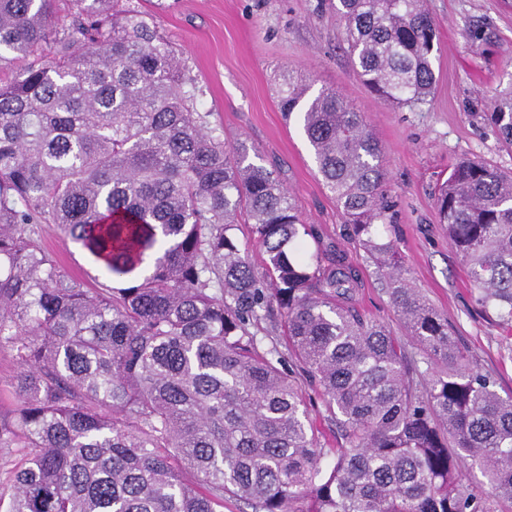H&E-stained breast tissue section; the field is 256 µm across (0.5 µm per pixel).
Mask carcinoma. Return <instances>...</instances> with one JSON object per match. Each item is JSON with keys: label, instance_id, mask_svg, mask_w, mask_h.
I'll list each match as a JSON object with an SVG mask.
<instances>
[{"label": "carcinoma", "instance_id": "cac0c4a2", "mask_svg": "<svg viewBox=\"0 0 512 512\" xmlns=\"http://www.w3.org/2000/svg\"><path fill=\"white\" fill-rule=\"evenodd\" d=\"M0 0V347L17 405L0 448L24 463L4 512H499L512 501V396L479 370L413 285L397 247L384 149L334 90L277 91L324 187L376 261L407 337L354 306L331 242L312 252L275 172L194 108L169 44L113 0ZM377 97L435 89L424 0H331ZM44 44L53 47L44 58ZM492 117L512 145V89ZM482 308L512 331V172L459 159L435 197ZM251 222L254 266L237 235ZM52 224L105 280L87 288L40 243ZM270 339L262 348L258 333ZM345 446L320 447L303 391ZM470 462L477 489L460 472Z\"/></svg>", "mask_w": 512, "mask_h": 512}]
</instances>
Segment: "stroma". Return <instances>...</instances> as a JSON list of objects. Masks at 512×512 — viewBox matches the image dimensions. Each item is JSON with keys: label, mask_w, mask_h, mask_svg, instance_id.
<instances>
[{"label": "stroma", "mask_w": 512, "mask_h": 512, "mask_svg": "<svg viewBox=\"0 0 512 512\" xmlns=\"http://www.w3.org/2000/svg\"><path fill=\"white\" fill-rule=\"evenodd\" d=\"M149 17L197 88L196 109L230 144L277 168L301 220L344 253L361 287L356 307L401 325L383 279L323 188L299 115L284 118L276 90L284 76L301 74L309 96L338 90L384 147L396 222L395 240L410 276L444 314L473 363L492 373L501 396L512 395V333L477 302L466 267L439 224L433 192L459 158L476 157L512 172L490 120L493 98L512 86V0H426L437 25L436 84L429 103L398 109L375 98L353 69L343 27L325 0H119ZM40 239L69 275L93 266L85 252L53 225Z\"/></svg>", "instance_id": "obj_1"}]
</instances>
